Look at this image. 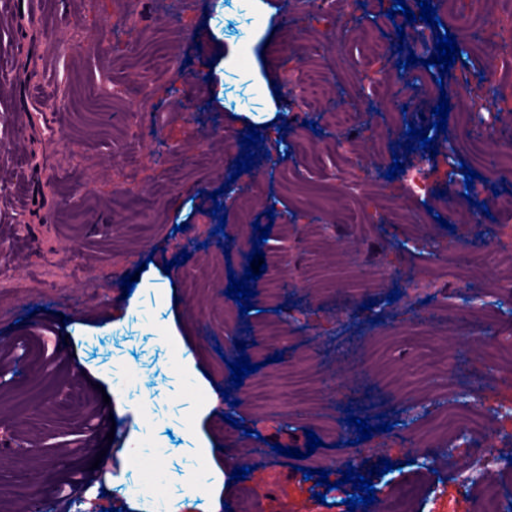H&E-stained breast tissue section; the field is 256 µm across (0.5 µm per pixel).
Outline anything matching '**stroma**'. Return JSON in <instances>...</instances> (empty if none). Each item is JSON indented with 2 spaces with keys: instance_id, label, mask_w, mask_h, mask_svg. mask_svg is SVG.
Listing matches in <instances>:
<instances>
[{
  "instance_id": "35a3bbf8",
  "label": "stroma",
  "mask_w": 512,
  "mask_h": 512,
  "mask_svg": "<svg viewBox=\"0 0 512 512\" xmlns=\"http://www.w3.org/2000/svg\"><path fill=\"white\" fill-rule=\"evenodd\" d=\"M394 2L357 0L347 32L327 17L282 27L290 0H144L123 26L126 0H95L91 9L86 0H38L21 53V0H0V237L11 244L0 268V421L22 408L33 439L54 435L57 471L44 499L57 501L59 484L77 471L104 474L108 487L103 495L90 488L83 512L234 510L245 486L263 512H348L353 490L340 483L337 461L358 434L346 418L379 414L390 431L372 433L350 458L364 476L378 459L394 463L371 476L376 498L438 481L440 500L421 499L420 512H480L448 466L482 448L504 462L498 486L512 488V417L499 413L512 404V371L482 362L491 340L512 343V298L496 290L512 270V223L497 210L484 219L497 263L465 280L450 272L448 250L469 229L439 223L448 213L439 193L449 184L468 191L457 204L467 213L498 190L512 199V170H489L456 135L463 122L512 123V70L502 65L512 54V7L495 11L487 44L443 74L428 62L436 29L392 14ZM401 29L417 57L409 67L416 91L396 98ZM160 37L180 65L144 71L136 54ZM306 67L326 76L314 109L297 78ZM489 67L494 96L477 85ZM143 79L153 88L149 102L116 96ZM177 87L206 105L207 123L174 96ZM421 96L449 101L434 157L400 151L394 133L421 126ZM61 98L67 111L54 107ZM336 112L350 113L349 125H334ZM252 124L262 141L240 174V151L229 142ZM397 158L425 172L426 195L412 194L403 176L387 179ZM469 169L478 174L470 184ZM260 225L271 228L263 242ZM257 243L266 271L250 284L252 310L241 314L230 298L212 304L213 292L243 276ZM183 252L187 261L175 264ZM127 274L130 291L121 283ZM284 280L294 293L281 290ZM465 290L485 296L470 324L458 320L468 310ZM428 314L436 317L430 327L421 322ZM239 341L246 349H236ZM184 348L196 361L193 381L178 372ZM242 354L258 369L237 387L229 364ZM430 356L447 360L448 373L426 372ZM362 371L367 394L359 397L351 384ZM64 374L94 407L111 402L113 439L70 413L55 385ZM467 375L476 380L467 403L486 427L449 461L418 432L444 426ZM309 430L322 441L312 455L276 453L305 448ZM201 441L212 448L202 467ZM427 456L438 464L424 478L418 464ZM243 466L245 480L231 482ZM309 469L328 471L334 489L306 478ZM199 476V494H189L187 481Z\"/></svg>"
}]
</instances>
